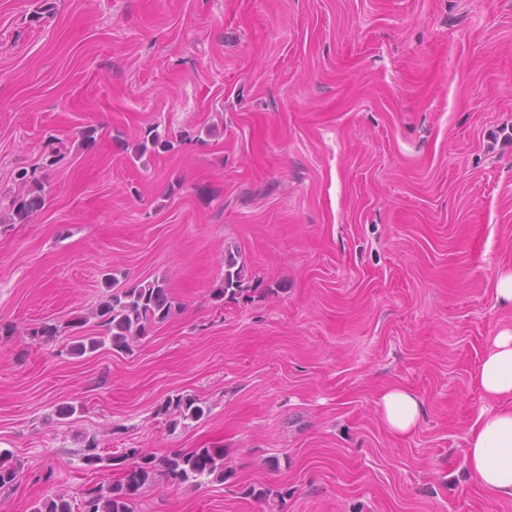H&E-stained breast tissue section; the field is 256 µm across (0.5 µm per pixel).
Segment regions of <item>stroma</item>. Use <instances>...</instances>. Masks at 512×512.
<instances>
[{
    "instance_id": "obj_1",
    "label": "stroma",
    "mask_w": 512,
    "mask_h": 512,
    "mask_svg": "<svg viewBox=\"0 0 512 512\" xmlns=\"http://www.w3.org/2000/svg\"><path fill=\"white\" fill-rule=\"evenodd\" d=\"M151 125L174 150L131 158ZM509 128L512 0H0V194L34 167L50 192L0 224V448L22 464L0 512L111 477L88 436L224 450L230 479L135 512H265L254 487L282 512H512L466 457L512 330ZM230 251L244 303L213 297ZM109 272L166 279L181 313L129 355L31 336L88 315ZM394 385L423 403L405 437L379 414ZM177 392L208 417L170 429Z\"/></svg>"
}]
</instances>
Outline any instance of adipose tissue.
<instances>
[{"instance_id": "ef3b65f1", "label": "adipose tissue", "mask_w": 512, "mask_h": 512, "mask_svg": "<svg viewBox=\"0 0 512 512\" xmlns=\"http://www.w3.org/2000/svg\"><path fill=\"white\" fill-rule=\"evenodd\" d=\"M478 382L497 406L479 412L467 439V460L487 492L512 498V331L495 337L481 362ZM421 414L419 397L406 388L393 386L381 396V420L393 435L411 434Z\"/></svg>"}]
</instances>
